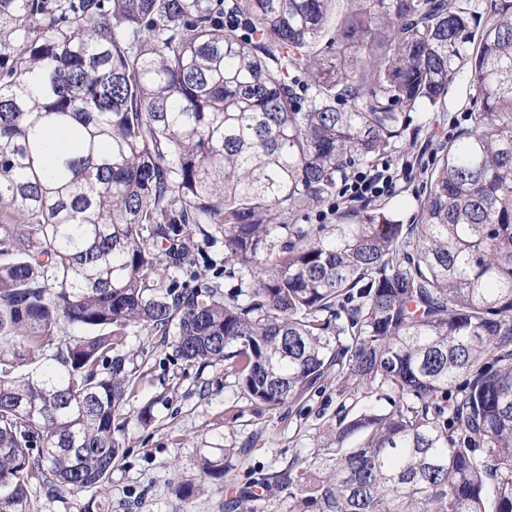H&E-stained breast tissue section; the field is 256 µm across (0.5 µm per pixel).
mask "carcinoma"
<instances>
[{
    "mask_svg": "<svg viewBox=\"0 0 512 512\" xmlns=\"http://www.w3.org/2000/svg\"><path fill=\"white\" fill-rule=\"evenodd\" d=\"M333 2L0 0V512L105 483L132 326L270 409L336 382L289 512H512V0ZM463 70L418 223H288ZM212 228L249 287L163 280Z\"/></svg>",
    "mask_w": 512,
    "mask_h": 512,
    "instance_id": "cac0c4a2",
    "label": "carcinoma"
}]
</instances>
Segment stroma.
<instances>
[{"mask_svg": "<svg viewBox=\"0 0 512 512\" xmlns=\"http://www.w3.org/2000/svg\"><path fill=\"white\" fill-rule=\"evenodd\" d=\"M472 95L468 81L457 78L439 111L411 113L404 140L386 155L397 182L384 202L398 222L417 223L425 171L439 145L468 127ZM127 348L141 381L125 410L133 418L150 411L151 423H130L121 439L125 453L104 486L32 488L31 512H288L287 490L269 485L289 461L314 463L313 438L340 403L335 383L270 410L223 363L199 369L176 360L163 336L133 327ZM207 458L230 462L232 469L221 477L204 474ZM188 483L194 488L189 495L181 491Z\"/></svg>", "mask_w": 512, "mask_h": 512, "instance_id": "obj_1", "label": "stroma"}]
</instances>
